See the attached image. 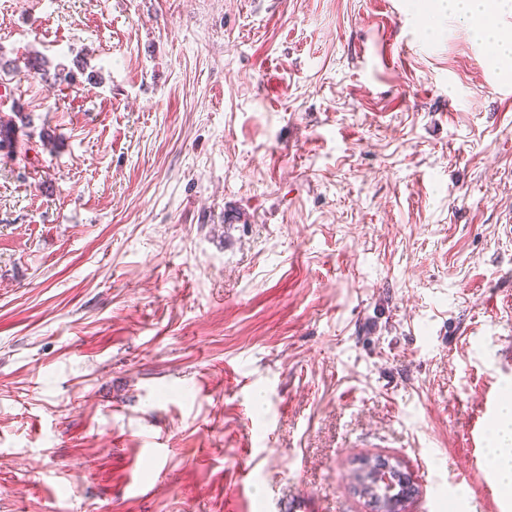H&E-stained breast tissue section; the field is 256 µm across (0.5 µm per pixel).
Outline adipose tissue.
<instances>
[{
    "label": "adipose tissue",
    "mask_w": 512,
    "mask_h": 512,
    "mask_svg": "<svg viewBox=\"0 0 512 512\" xmlns=\"http://www.w3.org/2000/svg\"><path fill=\"white\" fill-rule=\"evenodd\" d=\"M437 8L440 14L464 23L469 36L483 42L495 59L512 58V32L498 28L492 20L489 0H438ZM490 444L495 474L512 489V402L504 405Z\"/></svg>",
    "instance_id": "ef3b65f1"
}]
</instances>
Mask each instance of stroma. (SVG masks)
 Masks as SVG:
<instances>
[{
  "instance_id": "35a3bbf8",
  "label": "stroma",
  "mask_w": 512,
  "mask_h": 512,
  "mask_svg": "<svg viewBox=\"0 0 512 512\" xmlns=\"http://www.w3.org/2000/svg\"><path fill=\"white\" fill-rule=\"evenodd\" d=\"M434 4L0 0V512H512V72ZM10 114H0V152L7 157L13 156L18 148V133L29 128L33 123L29 113L22 112L20 107L13 103ZM490 452L500 483L512 489V402L503 406L498 425L493 429ZM356 465L358 473L362 474L364 477H367V480H374L375 484L377 485L382 484L378 478L384 473L386 478H389L392 474L395 476V480L400 477L401 485L404 487L403 494L401 493L398 496L386 501V503H388L390 506H393L395 502L398 501L397 505L405 506L403 510L388 511L387 509H389V507H385L382 500L375 502V498L372 499L371 507L373 508L371 509V507H369L370 510L381 512H407L406 504L414 495L415 491H413L414 485L411 475L407 480L406 476L403 474L404 470L402 469V466H400V468L397 467L395 461H388L384 458L372 459L370 457H363L358 459Z\"/></svg>"
}]
</instances>
